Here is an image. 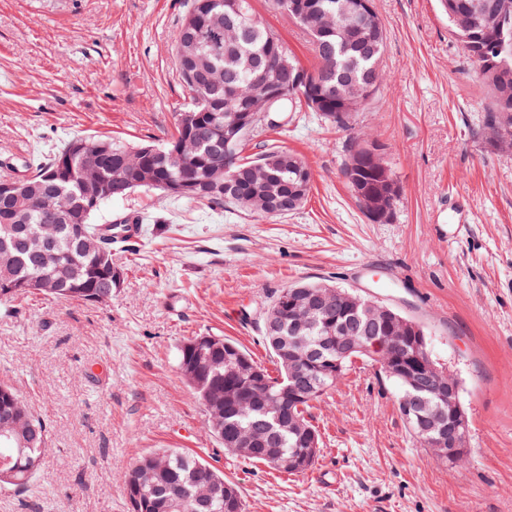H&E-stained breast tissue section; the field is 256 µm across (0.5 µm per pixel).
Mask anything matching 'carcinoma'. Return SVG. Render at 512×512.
<instances>
[{
    "mask_svg": "<svg viewBox=\"0 0 512 512\" xmlns=\"http://www.w3.org/2000/svg\"><path fill=\"white\" fill-rule=\"evenodd\" d=\"M304 10L292 17L305 32L315 30L319 37L311 40L316 63L306 68L290 54L279 36L262 19L257 24L243 26L228 12V0H190V8L199 13L202 33L219 50L205 57L204 66L222 76L218 85L201 82L188 85L192 93L189 111L199 117V129H209L224 123L242 101H252V85L255 78L271 68L275 60L284 56L301 69L310 79L322 83L329 95L332 108L320 113L325 121L339 129L351 127L354 109L345 104L346 97L358 87H378L383 82L379 60L386 46V31L377 14L361 16L356 22L344 18L348 0H301ZM455 9L448 22L457 40L462 44L478 77L484 81L489 93V103L483 124V135L501 150L512 151V0H483L491 14L479 17L473 14L475 0H453ZM314 108L305 95L304 88L295 89L288 97L272 107L274 112H290L295 106ZM250 128L234 147L239 164L234 166L239 183L238 195L224 200L204 199L202 203L216 208L248 210L240 194L250 187L248 168L265 160L279 166L276 176L283 195L290 196L298 173L312 178L311 170L298 154L276 146L262 152L257 160L243 156V151L254 135ZM90 148L105 149L108 156L103 166V176L138 165L150 166L156 181L141 187L163 190V182L180 174L197 179L209 177V171L194 162L216 148L213 139L203 142L192 153L182 171L168 167L159 155L140 156L138 151L147 147L142 143L127 146L108 137H96ZM62 152L35 165L33 173L42 176L41 185L32 200L14 202L0 199V235L4 229L16 226L22 231L16 236L12 254L13 265L0 264V274L10 272L21 279H39L55 267L60 271L53 275L55 283L43 293L54 298L88 303L89 296H98V302L112 300V293L103 278L96 273V254L91 246L80 247L69 228L84 222L93 224V217L81 220L79 214L83 185L79 180L82 164L80 156L70 159L71 173L67 177L54 178ZM32 234L50 235L54 238V251L61 255V262L43 265L40 258L30 254L26 241ZM338 322L330 329L314 330L309 338L318 341L333 333L339 326L350 322L349 333L361 336L366 332L378 336L390 335L389 327L371 322L363 315L338 304ZM266 383L257 385L248 378L231 374L224 367V352H213L209 361L194 376H185L199 401L205 394L222 401V407L210 414V418L223 421L224 432L214 431L224 442V449L237 456L266 464L279 470L270 456L281 459L306 456L307 448L303 433L290 431L275 422L271 400L288 394L285 371L276 377L266 369H260ZM322 396L320 392L308 394L301 401H294L292 414L302 427L315 430L305 418L310 403ZM0 412L12 417L15 436L7 444L0 442V490L24 488L38 472L48 449L47 424L35 416L31 407L15 391L12 385L0 383ZM240 430L263 434L254 451L244 454L230 446L231 437ZM125 485H136L140 490L138 507L132 512H244L245 506L236 485L224 480V474L197 456L178 450L162 448L137 459L126 471Z\"/></svg>",
    "mask_w": 512,
    "mask_h": 512,
    "instance_id": "carcinoma-1",
    "label": "carcinoma"
}]
</instances>
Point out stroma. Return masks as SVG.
<instances>
[{"instance_id": "1", "label": "stroma", "mask_w": 512, "mask_h": 512, "mask_svg": "<svg viewBox=\"0 0 512 512\" xmlns=\"http://www.w3.org/2000/svg\"><path fill=\"white\" fill-rule=\"evenodd\" d=\"M189 0H0V177L67 141L168 142L191 94L173 37ZM388 34L386 80L354 126L385 144L400 196L368 220L343 175L348 132L285 113L246 148L302 154L303 207L265 217L152 190L102 205L94 221L143 219L115 246L112 301L40 292L0 304V380L50 432L23 491L0 512H130L126 466L175 448L240 490L246 512H512V152L478 129L488 91L437 0H374ZM350 289L418 322L433 361L461 384L467 455L444 463L409 432L397 387L353 360L306 417L321 437L297 474L225 452L182 377L178 349L211 335L270 375L263 316L282 288Z\"/></svg>"}]
</instances>
